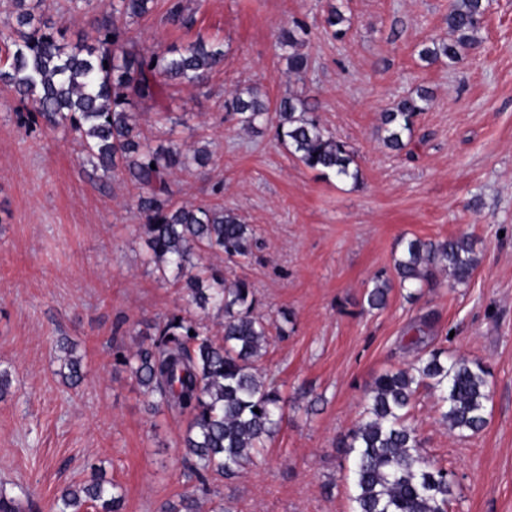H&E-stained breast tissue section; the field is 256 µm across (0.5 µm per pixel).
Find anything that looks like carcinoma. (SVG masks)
Segmentation results:
<instances>
[{
  "instance_id": "1",
  "label": "carcinoma",
  "mask_w": 512,
  "mask_h": 512,
  "mask_svg": "<svg viewBox=\"0 0 512 512\" xmlns=\"http://www.w3.org/2000/svg\"><path fill=\"white\" fill-rule=\"evenodd\" d=\"M15 23L0 28V85L32 104L30 114L51 130L77 134L82 164L92 171L128 177L138 189L139 234L147 245L143 264L154 266L163 281L184 283L188 304L224 313L222 335L211 333L186 309L173 313L155 337L134 352H118V361L145 391L166 408L189 416L180 447L196 459L197 474L235 476L279 429L284 399L256 363L270 340V323L255 312V295L244 280H230L193 262L205 254L246 258L256 245L253 228L222 205L174 202L175 177L192 166L204 168L211 152L183 149L162 139L145 137L132 109L142 101L168 119L165 92L169 83L202 85L224 66V43L201 36L165 50H143L124 38L119 22L140 18L153 0H112L96 34L69 43L55 35L46 13L48 0H12ZM486 11L484 0H452L448 28L455 39L421 49L429 62L458 58L473 44ZM167 23L190 29L195 24L179 0L169 7ZM300 26L284 28L278 44L286 53L288 72L308 69L309 58L298 51ZM430 92L421 89L382 114L381 140L392 151L406 149L413 118L425 111ZM246 129L270 123L276 139L306 169L323 178L358 180L355 152L321 125L307 100L289 95L270 108L256 88L237 90L225 102ZM479 265L471 236L443 240H407L394 262L399 286L419 289L446 271L457 284L467 283ZM391 281L374 280L366 293L371 309L386 306ZM422 319L410 346L412 363L375 378L366 393L362 418L336 444L348 457L352 486L351 512H449L454 489L448 470L426 458L412 409L420 390L436 397L439 421L451 434L480 432L487 424L489 369L477 360L451 355L444 347L425 344ZM64 352L60 374L76 387L85 379L73 347ZM259 412H254V409ZM120 487L94 474L83 486L61 491L55 512H122ZM194 494H184L166 512H200Z\"/></svg>"
}]
</instances>
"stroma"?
I'll return each mask as SVG.
<instances>
[{
  "mask_svg": "<svg viewBox=\"0 0 512 512\" xmlns=\"http://www.w3.org/2000/svg\"><path fill=\"white\" fill-rule=\"evenodd\" d=\"M110 0L83 9L55 0L66 41L99 23ZM171 0L126 23L137 47L196 36L223 42V70L199 87L173 83L166 103L184 148L208 147L206 169L176 176L178 201L221 204L250 224L248 259L206 256L247 281L258 313L288 334L258 362L285 400L284 419L245 472L209 477L202 503L228 512H351L337 438L360 419L376 376L407 366L408 331L430 317L436 345L490 370L488 423L449 433L436 399L420 391L413 422L429 460L448 469L453 512H512V0H489L476 40L455 61L427 63L429 44L451 40L449 0H183L193 29L167 25ZM339 9L342 38L324 20ZM307 30L310 66L289 75L280 29ZM252 86L270 101L294 93L356 153L359 182L305 169L274 136L225 112V98ZM432 100L408 152L378 138L383 112L417 89ZM28 106L0 90V494L20 512H54L67 487L93 467L121 485L123 512H163L197 486L183 459L186 417L151 411L149 396L116 364V350L149 344L184 308L181 285L146 270L129 180L82 165L76 134L26 119ZM472 235L480 264L468 283L438 275L415 297L393 288L368 309L376 276L393 277L399 242ZM76 345L86 371L64 384L57 342Z\"/></svg>",
  "mask_w": 512,
  "mask_h": 512,
  "instance_id": "obj_1",
  "label": "stroma"
}]
</instances>
